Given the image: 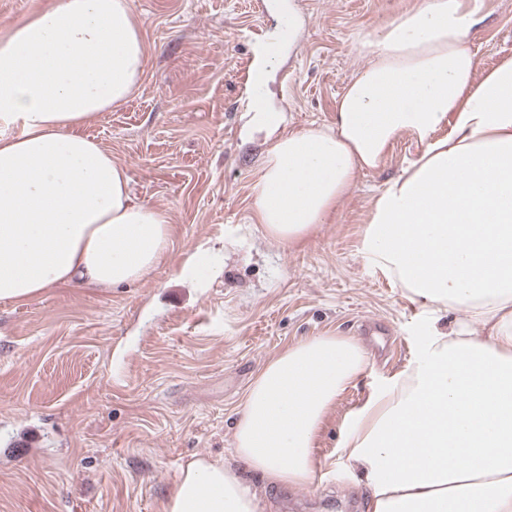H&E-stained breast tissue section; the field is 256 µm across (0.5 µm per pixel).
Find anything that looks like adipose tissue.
<instances>
[{
	"mask_svg": "<svg viewBox=\"0 0 512 512\" xmlns=\"http://www.w3.org/2000/svg\"><path fill=\"white\" fill-rule=\"evenodd\" d=\"M484 0H419L365 44L333 126L277 137L253 186L264 234L302 240L358 171L402 134L420 150L381 189L362 239L373 265L428 313L482 327L431 330L411 362L344 419V465L368 512H512V59L483 76L465 45ZM145 65L129 0H54L0 36V302L151 273L167 214L136 201L123 165L83 126L128 99ZM368 365L348 336H315L250 386L234 455L268 484L312 480L327 413ZM231 466L187 463L166 512H258Z\"/></svg>",
	"mask_w": 512,
	"mask_h": 512,
	"instance_id": "adipose-tissue-1",
	"label": "adipose tissue"
}]
</instances>
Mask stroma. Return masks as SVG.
<instances>
[{
	"label": "stroma",
	"mask_w": 512,
	"mask_h": 512,
	"mask_svg": "<svg viewBox=\"0 0 512 512\" xmlns=\"http://www.w3.org/2000/svg\"><path fill=\"white\" fill-rule=\"evenodd\" d=\"M416 0H131L146 66L129 99L83 128L121 163L134 199L165 211L169 248L140 281L58 286L0 303V512H166L192 459L234 461L249 386L288 346L360 340L365 372L327 415L316 475L256 488L260 512H366L368 491L340 459L345 416L406 366L429 334L419 303L369 264L361 240L384 183L419 150L408 134L360 172L326 223L298 244L266 237L253 185L275 134L331 126L368 63L360 43ZM277 132L248 110L254 49ZM467 47L484 75L512 58V0H485Z\"/></svg>",
	"instance_id": "35a3bbf8"
}]
</instances>
